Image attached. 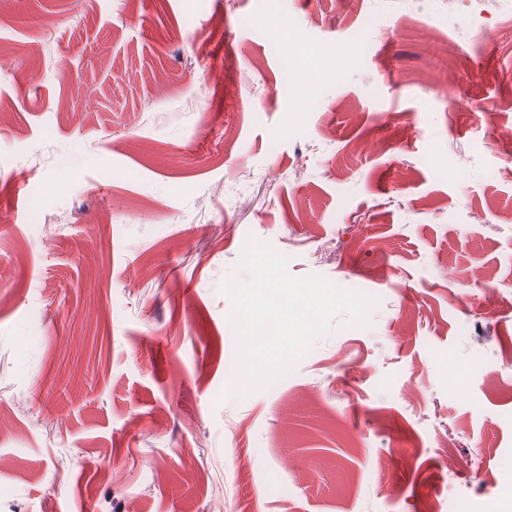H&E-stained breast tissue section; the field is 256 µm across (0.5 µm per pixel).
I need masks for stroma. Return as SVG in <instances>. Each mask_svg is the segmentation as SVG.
Segmentation results:
<instances>
[{"label":"stroma","mask_w":512,"mask_h":512,"mask_svg":"<svg viewBox=\"0 0 512 512\" xmlns=\"http://www.w3.org/2000/svg\"><path fill=\"white\" fill-rule=\"evenodd\" d=\"M508 30L0 0V512H512ZM250 238L379 303L226 399Z\"/></svg>","instance_id":"1"}]
</instances>
